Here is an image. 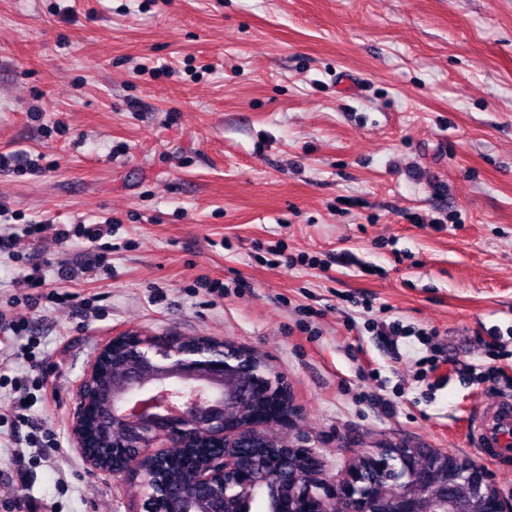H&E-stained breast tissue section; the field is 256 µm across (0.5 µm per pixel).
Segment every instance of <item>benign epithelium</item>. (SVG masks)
I'll use <instances>...</instances> for the list:
<instances>
[{
  "instance_id": "benign-epithelium-1",
  "label": "benign epithelium",
  "mask_w": 512,
  "mask_h": 512,
  "mask_svg": "<svg viewBox=\"0 0 512 512\" xmlns=\"http://www.w3.org/2000/svg\"><path fill=\"white\" fill-rule=\"evenodd\" d=\"M126 362L112 371V404L100 413L95 357L75 391L78 414L73 447L85 452V423L106 430L105 452L123 451L124 465L101 471L113 478L142 474V512H161L171 498L207 493L208 512H512L481 463L429 448H383L364 455L338 481L323 477L310 448L277 442L256 428L258 402L282 407L287 391L254 356L208 338L157 340L129 333ZM246 422L231 426L237 412ZM206 445L213 472L189 469L176 488L158 485L145 460L159 448L182 452Z\"/></svg>"
}]
</instances>
